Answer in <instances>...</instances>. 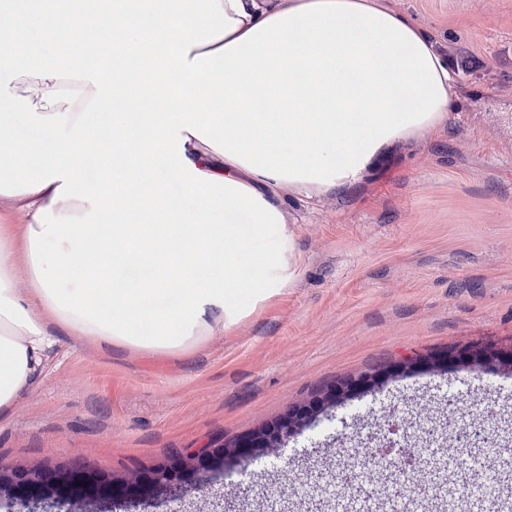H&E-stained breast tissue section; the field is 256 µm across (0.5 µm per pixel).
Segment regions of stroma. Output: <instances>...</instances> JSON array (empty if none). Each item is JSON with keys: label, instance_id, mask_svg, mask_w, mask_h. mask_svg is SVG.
Masks as SVG:
<instances>
[{"label": "stroma", "instance_id": "1", "mask_svg": "<svg viewBox=\"0 0 512 512\" xmlns=\"http://www.w3.org/2000/svg\"><path fill=\"white\" fill-rule=\"evenodd\" d=\"M437 43L489 59V78L458 74L445 128L379 162L350 190L287 196L282 268L260 294L237 292L223 331L170 353L103 348L58 332L34 382L0 420V466L73 465L137 479L163 457L278 422L329 385L417 353L512 346V0H384ZM486 427L512 423V372L428 371L388 381L248 462L180 473L191 512H265L286 492L289 512H336L304 494L316 470L345 453L384 470L360 437L408 419L413 437L448 415L449 396Z\"/></svg>", "mask_w": 512, "mask_h": 512}]
</instances>
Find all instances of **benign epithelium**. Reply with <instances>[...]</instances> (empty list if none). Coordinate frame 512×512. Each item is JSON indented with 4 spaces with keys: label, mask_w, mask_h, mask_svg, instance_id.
<instances>
[{
    "label": "benign epithelium",
    "mask_w": 512,
    "mask_h": 512,
    "mask_svg": "<svg viewBox=\"0 0 512 512\" xmlns=\"http://www.w3.org/2000/svg\"><path fill=\"white\" fill-rule=\"evenodd\" d=\"M460 365L482 370H512V347L493 345L450 349L447 353L432 357H416L386 371L363 373L355 378L336 383L323 395L308 404L294 409L280 422L270 428L259 429L240 438L231 445L218 448H201L185 454L179 466L184 471H215L227 460L245 454H254L301 431L308 423L329 407L341 405L357 395L372 391L389 377L407 372L430 369H447ZM405 425L393 422L386 432L377 438V447L394 448ZM176 469L161 463L150 472L148 481L138 488L136 500L143 502L155 499L170 488ZM128 483L107 479L76 467L62 471L43 466L35 470L0 469V500L6 498L11 506L21 512H73L82 503L91 504L98 512H112V507L121 504Z\"/></svg>",
    "instance_id": "benign-epithelium-1"
}]
</instances>
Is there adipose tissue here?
Segmentation results:
<instances>
[{
    "mask_svg": "<svg viewBox=\"0 0 512 512\" xmlns=\"http://www.w3.org/2000/svg\"><path fill=\"white\" fill-rule=\"evenodd\" d=\"M0 16V101L38 131L0 119V200L25 217L0 225V418L54 328L167 352L214 335L282 264L286 194L344 192L452 110L447 62L383 0H0ZM70 21L107 67L80 64ZM35 34L54 54L28 53Z\"/></svg>",
    "mask_w": 512,
    "mask_h": 512,
    "instance_id": "obj_1",
    "label": "adipose tissue"
}]
</instances>
